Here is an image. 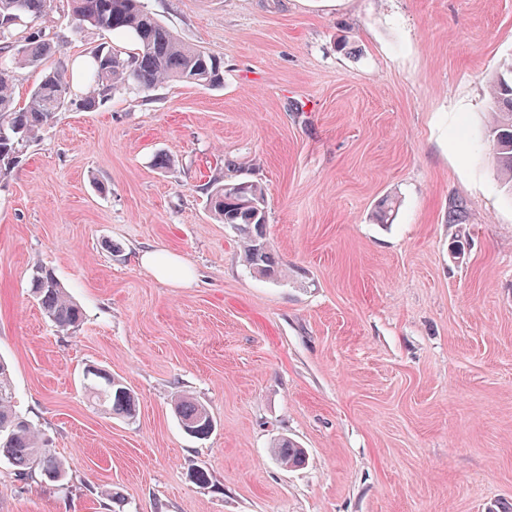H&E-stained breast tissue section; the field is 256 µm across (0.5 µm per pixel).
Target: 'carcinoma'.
<instances>
[{
    "instance_id": "carcinoma-1",
    "label": "carcinoma",
    "mask_w": 512,
    "mask_h": 512,
    "mask_svg": "<svg viewBox=\"0 0 512 512\" xmlns=\"http://www.w3.org/2000/svg\"><path fill=\"white\" fill-rule=\"evenodd\" d=\"M70 2L71 16L79 26L128 36L136 46L131 54L115 47L94 53V64L88 66L91 83L82 99L84 109H95L101 97L129 82L146 91L173 80L198 86L223 82L221 58L177 38L141 5V0ZM53 3L54 0H0V48L12 53L11 64L0 63V177L11 172L42 127L57 117L70 93L66 76L49 72L32 88L25 107L14 106L12 66L37 68L50 50L40 30L18 41L14 34L16 19L47 17L53 12ZM490 97L493 112L486 140L492 147L498 173L512 186V66L493 78ZM207 202L216 220L236 227L242 258L250 271L269 279L282 274L281 261L266 238L268 216L261 185L217 180L211 185ZM31 288L43 314L57 331L67 334L80 326L82 309L51 270L36 268ZM88 393L96 404L118 418L128 420L136 415V397L122 383L94 386ZM13 399L10 368L0 360V458L8 460L21 475L37 465L42 475L57 480L63 475L61 462L41 442L32 424L16 413ZM175 412L181 424L194 428L196 437H205L213 429L207 410L187 396L175 399ZM272 453L282 465L292 467L304 450L281 438L272 446Z\"/></svg>"
}]
</instances>
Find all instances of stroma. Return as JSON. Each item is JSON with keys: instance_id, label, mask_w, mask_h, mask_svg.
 Returning a JSON list of instances; mask_svg holds the SVG:
<instances>
[{"instance_id": "stroma-1", "label": "stroma", "mask_w": 512, "mask_h": 512, "mask_svg": "<svg viewBox=\"0 0 512 512\" xmlns=\"http://www.w3.org/2000/svg\"><path fill=\"white\" fill-rule=\"evenodd\" d=\"M142 2L221 57L224 82L132 84L88 111L74 80L0 178V358L65 468L51 482L0 460V512L512 507V189L485 136L512 0ZM38 26L67 74L134 49L78 27L69 0ZM230 160L266 190L282 278L250 273L206 207ZM152 249L196 281L157 280L138 262ZM38 266L82 307L75 333L33 298ZM90 365L138 396L136 418L89 400ZM183 393L207 437L183 432ZM280 437L302 466L277 463ZM174 405L182 427L183 425L192 426L195 437H205L212 431L213 419L201 404L190 397L178 396ZM272 453L276 460H278L283 466L293 467L296 463L297 458L302 455V458H298L299 463H303L305 459V453L303 448H299L294 442L288 438L279 439L272 446Z\"/></svg>"}]
</instances>
